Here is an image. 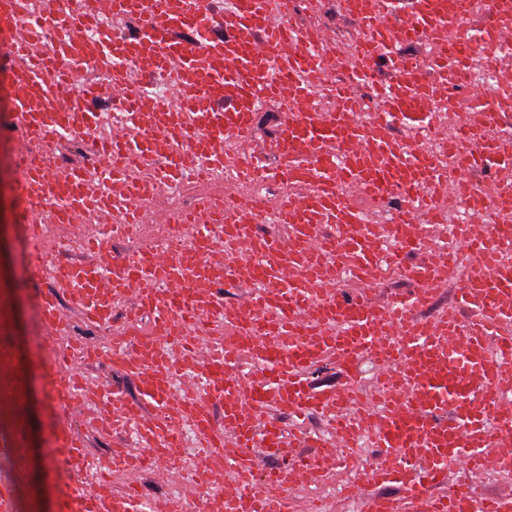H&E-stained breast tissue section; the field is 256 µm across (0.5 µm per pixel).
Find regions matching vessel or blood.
<instances>
[{
    "mask_svg": "<svg viewBox=\"0 0 512 512\" xmlns=\"http://www.w3.org/2000/svg\"><path fill=\"white\" fill-rule=\"evenodd\" d=\"M296 0H89L75 18L71 0H0V36L11 44L12 99L19 137L20 190L54 193V217L78 233L91 260L55 265L54 291L38 305L54 366V392L82 425L59 423L56 459L70 474L57 482V512H171L148 507L126 483L133 470L156 471L181 457L184 433L210 461L190 469L199 485L225 478L224 512H288L294 467L267 468L282 453L279 413L323 416L326 435L312 448L336 450L343 496L366 512H512V0L469 33L455 35L471 0H335L353 24L335 38L325 24L298 29ZM136 28L118 37L112 21ZM422 38L427 64L402 51ZM52 41L53 54L37 52ZM495 86L470 83L475 55ZM108 62L112 76L85 83L83 70ZM143 76L126 79L130 69ZM162 77L167 96L150 95ZM467 86L470 112L457 110ZM279 103L286 118L266 163L254 138L255 112ZM97 104L117 114L97 132ZM419 134L443 155L407 143ZM236 143L227 154V140ZM79 140L90 165L59 166L56 153ZM492 171L494 198L467 181ZM223 173L227 193L204 195L188 214L147 201L158 188ZM284 187L276 201L251 194L258 181ZM467 202V220L446 221L449 204ZM146 224L189 229L136 257L111 253L109 241ZM280 224L284 234L260 233ZM251 267L255 277L234 320L213 292L208 254ZM455 281V313L428 318L439 275ZM393 280L407 294L384 298ZM131 307L107 346L71 337V315L89 328ZM14 300L0 283V512H17L30 483V384L10 341ZM215 335L206 350L199 336ZM180 344L192 366L170 352ZM376 365L377 398L356 389L363 357ZM335 359L347 383L314 387L313 369ZM107 363L138 384L137 399L85 382L87 363ZM180 391L184 416L167 415ZM120 404L138 451L113 448L121 469L105 466L121 495L103 502L76 483L88 466L85 427H110ZM377 448L391 468L359 474L352 449ZM495 472L506 484L479 496L463 475ZM398 484L393 497L382 488Z\"/></svg>",
    "mask_w": 512,
    "mask_h": 512,
    "instance_id": "obj_1",
    "label": "vessel or blood"
}]
</instances>
